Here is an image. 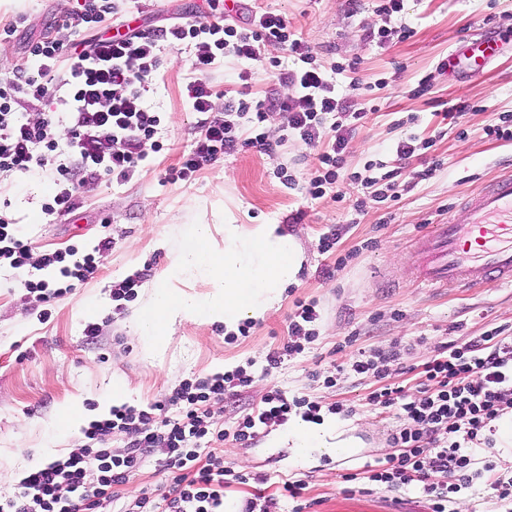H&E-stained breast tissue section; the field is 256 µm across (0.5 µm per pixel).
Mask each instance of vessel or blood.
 I'll use <instances>...</instances> for the list:
<instances>
[{"instance_id": "obj_1", "label": "vessel or blood", "mask_w": 512, "mask_h": 512, "mask_svg": "<svg viewBox=\"0 0 512 512\" xmlns=\"http://www.w3.org/2000/svg\"><path fill=\"white\" fill-rule=\"evenodd\" d=\"M493 33L469 40L457 56L460 73L478 76L498 53ZM416 279L433 288L512 287V177L469 197L458 215L432 225L411 253Z\"/></svg>"}]
</instances>
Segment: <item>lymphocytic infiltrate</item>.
<instances>
[{
  "instance_id": "1",
  "label": "lymphocytic infiltrate",
  "mask_w": 512,
  "mask_h": 512,
  "mask_svg": "<svg viewBox=\"0 0 512 512\" xmlns=\"http://www.w3.org/2000/svg\"><path fill=\"white\" fill-rule=\"evenodd\" d=\"M127 0H77L61 25L73 31L65 43L43 35L27 40L25 66L0 80V174L55 173V192L44 203L45 215L58 218L78 208V188L103 177L130 181L145 158L161 118L144 100L158 66L161 47L189 49L193 75L183 97L199 113L198 131L169 181L190 179L206 166L248 146L269 152L262 125L269 114L282 118L288 137L319 147V165L307 191L312 198L343 201L339 188L344 155L367 108L339 96L336 86L312 60L304 42L294 38L286 18L261 8L250 15L223 9L207 0L186 15L159 25H127ZM284 47L296 62L281 69L264 96L249 89L225 98L215 110L209 75L226 57L243 64L263 62L265 46ZM39 113L35 122L24 113ZM109 241L92 250L72 247L43 254L40 267L62 280L59 288L44 279L26 280L27 292L57 298L75 290L99 268ZM314 302L297 301L288 325V340L268 355L267 370L301 354L318 335ZM405 349L359 352L349 366L353 376L373 375L382 387L368 396L370 405L397 421L392 450L365 462L359 474L389 492L414 487L431 500V512H448L458 493L485 484L500 504H512V475L498 471L492 460H478L475 449L488 425L512 411V337L503 327L456 344L436 348L414 386L387 382L390 364ZM253 377L243 367L207 377L183 380L161 401L147 408L112 407L108 417L92 421L77 448L22 478L14 492L0 497V512H112L115 490L145 465L150 449L166 457L169 512H224V491L232 484H255L253 496L237 512H281L280 501L293 500L292 512H305L300 498L304 480L283 479L278 493H265L262 474H241L224 465L219 451L226 440L248 446L262 429L287 424L293 413L308 421L322 412L341 413L340 404L273 390L230 428H217L211 405L246 392ZM127 439L123 454H113L114 434Z\"/></svg>"
}]
</instances>
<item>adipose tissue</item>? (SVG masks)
<instances>
[{
    "label": "adipose tissue",
    "instance_id": "adipose-tissue-1",
    "mask_svg": "<svg viewBox=\"0 0 512 512\" xmlns=\"http://www.w3.org/2000/svg\"><path fill=\"white\" fill-rule=\"evenodd\" d=\"M299 266L298 247L279 225H225L220 248L211 244L209 225H193L167 275L154 286L148 306L138 315L136 333L148 349L159 351L166 344L170 325L183 316L219 322L226 331H237L242 321L263 317L279 301ZM199 270L213 280L203 300L181 288L184 278ZM340 427L333 418L312 422L295 417L289 420L284 437L299 460L316 454L341 456L354 443L343 438Z\"/></svg>",
    "mask_w": 512,
    "mask_h": 512
}]
</instances>
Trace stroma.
<instances>
[{
    "mask_svg": "<svg viewBox=\"0 0 512 512\" xmlns=\"http://www.w3.org/2000/svg\"><path fill=\"white\" fill-rule=\"evenodd\" d=\"M76 0H0V26L24 18L26 28L9 46L0 47V79L21 63L26 37L49 32L61 40L73 32L55 19ZM258 7L284 16L289 29L308 47L317 64H345L334 75L340 95L356 104L375 97L380 109L368 115L345 153L348 177L342 189L351 199L365 200L363 211L305 191L317 164V148L284 139L280 117H268L263 129L274 141L272 153L244 148L194 175L169 182L195 137L198 113L188 109L182 88L190 70L189 50L161 48L159 66L145 100L161 123L145 147L141 171L127 182L103 178L80 188L81 207L63 220H50L42 205L54 192L52 173L0 177V206L24 227L33 255L76 246L92 249L109 240L99 271L64 296L35 300L21 280L46 278L36 264L14 269L0 265V471L23 477L34 457L49 461L78 445L81 431L62 427L71 403H80L88 419L99 416L100 403L120 387L128 403L142 408L177 387L184 379L243 366L254 381L241 396L214 405L217 427L233 425L271 390L309 395L325 403L340 402L346 437L356 446L336 460L301 463L292 454L271 448L278 428L262 431L250 448L224 444V464L240 473L262 472L274 492L281 477L304 480L310 512H430L413 489L391 493L369 489L345 494V474L362 466V452L383 456L395 426L368 402L379 383L371 376L341 373L361 349L408 346L400 363L390 366L388 382H412L435 346L462 342L486 329L512 328V288H419L409 260L414 237L429 225L453 215L460 199L497 177L512 176V139L488 136L499 114H512V49L476 78L457 79L445 63L475 30H512V0H403L399 18L413 34L380 44L364 38L375 25L378 0H256ZM428 90L409 91L419 79ZM468 101L463 116L443 118V104ZM416 116L410 128L401 120ZM433 139L432 148L398 161L395 144L405 132ZM443 165L426 181L414 170L434 160ZM386 162L400 169L397 201H369L350 175L367 176L369 164ZM286 168L295 183L277 177ZM210 225L216 244L224 242L228 224H277L295 238L301 266L280 302L264 318L251 322L248 335L232 337L223 324L188 316L176 321L162 353L148 352L135 335L137 316L151 299L154 285L167 272L190 225ZM342 234L332 252L320 239L330 226ZM344 267H337V259ZM146 272L137 298L126 310L114 309L112 290L125 277ZM316 302L318 336L303 354L285 359L265 373L266 358L288 337L289 316L297 301ZM99 327L85 335L87 325ZM334 387H325L327 377Z\"/></svg>",
    "mask_w": 512,
    "mask_h": 512,
    "instance_id": "obj_1",
    "label": "stroma"
}]
</instances>
